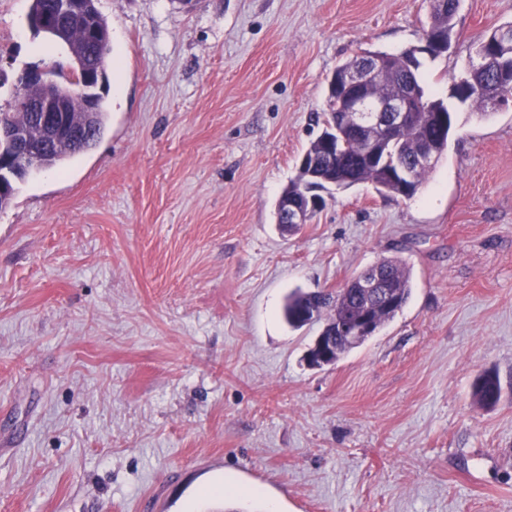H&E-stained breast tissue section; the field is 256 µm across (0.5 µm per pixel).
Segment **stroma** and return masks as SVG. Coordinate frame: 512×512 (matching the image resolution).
<instances>
[{
	"mask_svg": "<svg viewBox=\"0 0 512 512\" xmlns=\"http://www.w3.org/2000/svg\"><path fill=\"white\" fill-rule=\"evenodd\" d=\"M0 0V112L67 48ZM107 128L0 211V512H512V94L452 98L512 0H460L422 73L458 117L410 198L369 183L309 223L275 204L322 130L326 79L421 45L425 0H98ZM385 257L411 298L335 364L309 367L296 288ZM498 373L492 408L472 398ZM501 382L493 371L483 372L473 388L474 398L485 407L495 406L501 399Z\"/></svg>",
	"mask_w": 512,
	"mask_h": 512,
	"instance_id": "35a3bbf8",
	"label": "stroma"
}]
</instances>
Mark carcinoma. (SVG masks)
<instances>
[{
	"label": "carcinoma",
	"mask_w": 512,
	"mask_h": 512,
	"mask_svg": "<svg viewBox=\"0 0 512 512\" xmlns=\"http://www.w3.org/2000/svg\"><path fill=\"white\" fill-rule=\"evenodd\" d=\"M430 12L427 28L424 29L423 39L428 40L436 35L452 40L454 36V17L459 7V0H429ZM63 43L70 51H81L88 56L94 52L91 35L86 23L74 21L66 30ZM512 53V46H499L494 52L493 60L485 67L469 70L467 78L456 85L455 97L462 103H470L480 114L487 116L496 108L491 106L488 99L496 96L502 89L512 85V71H503L499 58L506 53ZM422 47H412L400 53L383 51H365L360 56L340 64L328 79V110L323 121L321 134L310 141L302 158L305 164L298 167L296 177L290 181L281 192L300 204L307 203L310 193L328 190L332 187L341 190L351 189L362 183H371L381 194L410 197L425 182L429 170L421 169L413 173V181L392 174L396 159H408L412 155L415 141L423 137L434 149L436 158H441L448 147V141L456 131V115L444 101L434 97L426 88L421 78L422 61L418 55ZM384 63L383 80L375 83L370 95L374 97L400 96L405 93L410 82H415L422 90L425 105L418 112L415 121L407 124L399 134V140L394 147L384 143L378 153L368 158L362 152L363 135L352 133L339 156L330 164L326 160L328 139L334 136L331 114L342 111L343 89L340 85L342 74L353 66L376 61ZM96 103L99 111L93 114L88 128L82 127L75 131L71 142L60 147L51 146L44 156L42 163L52 168L73 158L98 142L105 129L106 112L104 109V94L97 95ZM385 294L388 299L372 297L356 287L350 280L343 288L335 292H301L296 291L288 296L284 306V316L287 322L300 328L312 322L325 320L320 335L324 336L325 345L336 351V357H341L350 350L361 345L347 339L349 332L338 329L334 313L344 311L349 316L371 315L378 326L394 319L404 308L411 295L412 280L407 264L398 258H382ZM317 309L316 316L309 315L311 309ZM501 382L493 371L483 372L473 388L474 398L485 407L496 405L501 399Z\"/></svg>",
	"instance_id": "carcinoma-1"
}]
</instances>
